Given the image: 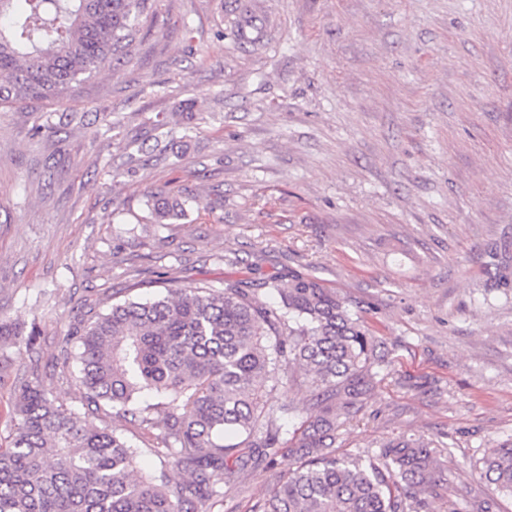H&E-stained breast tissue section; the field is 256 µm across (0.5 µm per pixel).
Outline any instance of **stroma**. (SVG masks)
I'll list each match as a JSON object with an SVG mask.
<instances>
[{"instance_id":"stroma-1","label":"stroma","mask_w":512,"mask_h":512,"mask_svg":"<svg viewBox=\"0 0 512 512\" xmlns=\"http://www.w3.org/2000/svg\"><path fill=\"white\" fill-rule=\"evenodd\" d=\"M243 3L255 43L220 0H155L116 69L0 111V317L39 325L43 384L81 414L55 365L85 305L315 277L391 360L339 452L442 441L433 512H512L477 467L512 439V0ZM183 105L200 123L169 132ZM151 190L188 200L186 218L154 223ZM27 375L0 367V443ZM291 464L225 489L224 512Z\"/></svg>"}]
</instances>
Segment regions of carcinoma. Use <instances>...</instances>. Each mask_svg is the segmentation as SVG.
I'll return each instance as SVG.
<instances>
[{
  "instance_id": "cac0c4a2",
  "label": "carcinoma",
  "mask_w": 512,
  "mask_h": 512,
  "mask_svg": "<svg viewBox=\"0 0 512 512\" xmlns=\"http://www.w3.org/2000/svg\"><path fill=\"white\" fill-rule=\"evenodd\" d=\"M150 0H0V109L60 100L120 63ZM158 224L187 201L149 191ZM37 323L0 317V344L38 375ZM60 373L88 406L161 427L159 469L138 474L141 448L24 381L0 448V512H208L245 474L294 458L251 512H419L437 495V445L423 436L379 444L378 458L337 453L343 426L364 410L390 362L361 311L318 279L260 288H170L113 304L59 340ZM78 373L69 374L71 361ZM297 366L311 410L274 396ZM482 475L512 497V439L485 451ZM183 478L174 481L171 473Z\"/></svg>"
}]
</instances>
